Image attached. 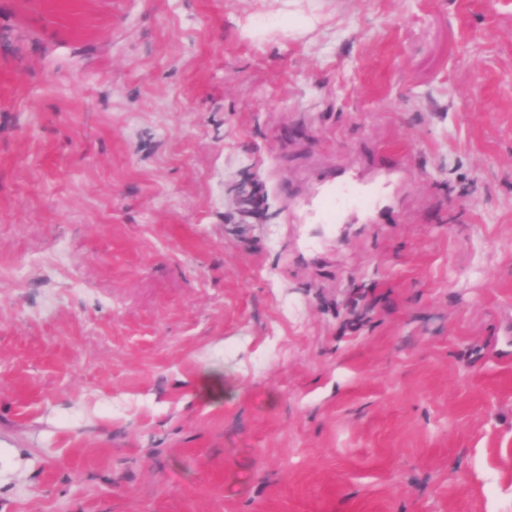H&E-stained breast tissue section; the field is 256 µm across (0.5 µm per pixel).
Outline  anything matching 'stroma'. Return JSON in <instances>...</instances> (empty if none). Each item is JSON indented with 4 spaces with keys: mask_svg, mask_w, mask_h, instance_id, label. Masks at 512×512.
<instances>
[{
    "mask_svg": "<svg viewBox=\"0 0 512 512\" xmlns=\"http://www.w3.org/2000/svg\"><path fill=\"white\" fill-rule=\"evenodd\" d=\"M0 512H512V0H0Z\"/></svg>",
    "mask_w": 512,
    "mask_h": 512,
    "instance_id": "1",
    "label": "stroma"
}]
</instances>
